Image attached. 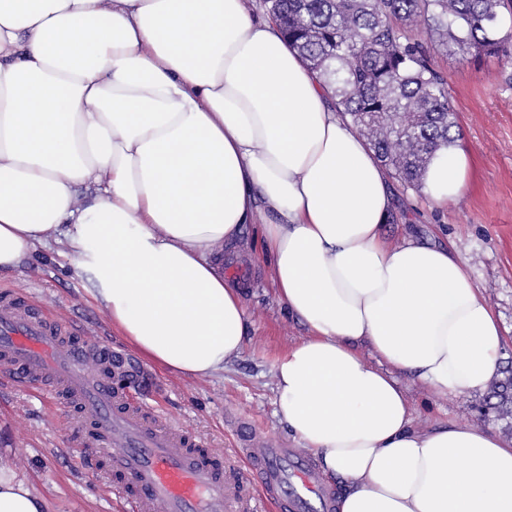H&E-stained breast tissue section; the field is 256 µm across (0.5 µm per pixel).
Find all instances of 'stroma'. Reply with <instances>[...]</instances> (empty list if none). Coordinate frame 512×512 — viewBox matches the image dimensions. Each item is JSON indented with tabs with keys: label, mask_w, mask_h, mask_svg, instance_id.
I'll use <instances>...</instances> for the list:
<instances>
[{
	"label": "stroma",
	"mask_w": 512,
	"mask_h": 512,
	"mask_svg": "<svg viewBox=\"0 0 512 512\" xmlns=\"http://www.w3.org/2000/svg\"><path fill=\"white\" fill-rule=\"evenodd\" d=\"M433 56L447 77L457 136L470 156L469 177L461 196L445 206L426 191L392 181L387 231L394 238L411 234L454 244L505 331L507 362L512 360V39L499 59L440 49ZM218 265L242 287L244 353L202 380L159 373L160 385L146 402L165 422L223 452L225 468L245 469L238 453L245 432L250 447L290 448L306 456L278 421L273 378L275 353L305 329L275 296L259 225H245L239 244L220 252ZM89 286L74 258L56 243L37 246L19 268L0 275V290L19 293L92 336L122 344ZM408 389L417 428L467 422L512 440V418L482 414V397L445 399L418 383ZM74 420V414L54 406L50 392L0 377V466L27 480L46 500L48 512H126L120 492L81 464L72 440Z\"/></svg>",
	"instance_id": "obj_1"
}]
</instances>
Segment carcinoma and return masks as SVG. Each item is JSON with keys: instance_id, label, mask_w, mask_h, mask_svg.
<instances>
[{"instance_id": "cac0c4a2", "label": "carcinoma", "mask_w": 512, "mask_h": 512, "mask_svg": "<svg viewBox=\"0 0 512 512\" xmlns=\"http://www.w3.org/2000/svg\"><path fill=\"white\" fill-rule=\"evenodd\" d=\"M284 39L318 71L338 111L401 183L421 189L435 152L455 137L448 83L427 47L498 56L512 0H261ZM492 409L512 416V372Z\"/></svg>"}]
</instances>
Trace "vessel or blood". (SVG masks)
Returning <instances> with one entry per match:
<instances>
[{"label": "vessel or blood", "mask_w": 512, "mask_h": 512, "mask_svg": "<svg viewBox=\"0 0 512 512\" xmlns=\"http://www.w3.org/2000/svg\"><path fill=\"white\" fill-rule=\"evenodd\" d=\"M0 373L32 389L51 382L61 404L82 413V459L103 466L128 512H232L222 456L178 427H161L130 393L149 384L140 366L107 341L10 291L0 292ZM251 479L278 491V512H331L303 458L270 448Z\"/></svg>", "instance_id": "b4317fda"}]
</instances>
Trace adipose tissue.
I'll return each mask as SVG.
<instances>
[{
    "mask_svg": "<svg viewBox=\"0 0 512 512\" xmlns=\"http://www.w3.org/2000/svg\"><path fill=\"white\" fill-rule=\"evenodd\" d=\"M329 97L244 0H0V273L64 245L144 359L207 378L246 347L213 255L263 217L307 331L273 363L276 414L339 479L336 512H512V442L416 428L406 387L484 394L500 324L457 251L388 237V174ZM468 172L440 149L425 189L458 198ZM0 512L47 505L1 467Z\"/></svg>",
    "mask_w": 512,
    "mask_h": 512,
    "instance_id": "1",
    "label": "adipose tissue"
}]
</instances>
